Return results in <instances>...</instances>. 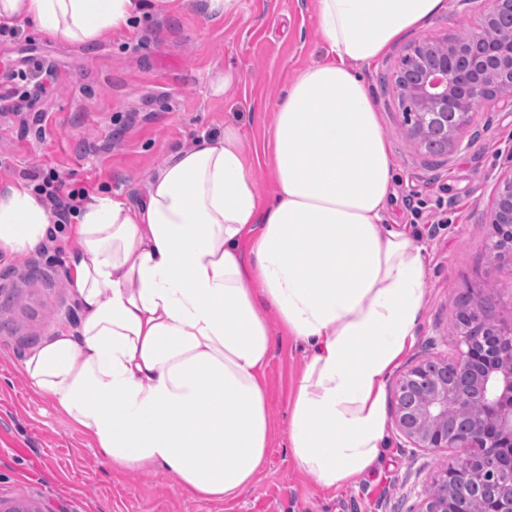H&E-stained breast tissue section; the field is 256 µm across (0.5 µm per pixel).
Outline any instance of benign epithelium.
I'll use <instances>...</instances> for the list:
<instances>
[{"label": "benign epithelium", "mask_w": 512, "mask_h": 512, "mask_svg": "<svg viewBox=\"0 0 512 512\" xmlns=\"http://www.w3.org/2000/svg\"><path fill=\"white\" fill-rule=\"evenodd\" d=\"M495 27L487 41L482 31ZM392 84L408 135L421 145L453 147L486 101L512 106V0H490L480 32L467 39L425 38L408 45ZM489 244L512 279V171L497 180L489 211ZM460 346L410 367L394 387V424L414 448H459L431 477L414 512H512V321L477 299L455 317ZM468 415L449 422L450 411Z\"/></svg>", "instance_id": "obj_1"}]
</instances>
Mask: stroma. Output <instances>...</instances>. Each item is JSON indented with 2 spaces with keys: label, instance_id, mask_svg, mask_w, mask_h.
Returning a JSON list of instances; mask_svg holds the SVG:
<instances>
[{
  "label": "stroma",
  "instance_id": "obj_1",
  "mask_svg": "<svg viewBox=\"0 0 512 512\" xmlns=\"http://www.w3.org/2000/svg\"><path fill=\"white\" fill-rule=\"evenodd\" d=\"M128 28L90 45L50 38L19 23L0 34V93L17 87L14 112L0 111V186L22 180L44 194L52 178L88 195L108 191L139 203L150 177L195 140L238 127L260 188L268 186L266 143L271 108L295 73L319 62L323 44L312 0H235L228 11L210 0H146ZM476 14L457 0L424 32L405 34L371 68L368 92L380 114L397 168L392 215L429 252L427 289L404 372L431 353L455 357L456 312L482 294L512 319V280L492 263L487 214L498 177L512 170V108L490 101L461 144L436 154L412 142L392 85L410 42L477 32ZM47 76L14 83L30 60ZM241 81L214 94L225 69ZM441 210L443 223L428 214ZM72 245L65 238L27 254L0 253V502L22 501L38 512H412L445 459L410 447L395 426L377 467L359 483L322 488L288 455V406L308 355L278 323L262 380L276 424L272 448L256 480L223 502L190 498L160 471L113 472L87 439L35 396L23 373L27 354L55 328L75 326L70 293Z\"/></svg>",
  "mask_w": 512,
  "mask_h": 512
}]
</instances>
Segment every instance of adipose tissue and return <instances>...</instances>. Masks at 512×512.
<instances>
[{"label":"adipose tissue","instance_id":"1","mask_svg":"<svg viewBox=\"0 0 512 512\" xmlns=\"http://www.w3.org/2000/svg\"><path fill=\"white\" fill-rule=\"evenodd\" d=\"M139 0H0L82 44L124 28ZM445 0H314L323 61L273 108L263 199L238 129L177 151L142 203L92 196L69 232L76 328L23 362L33 391L113 470L165 472L192 497L249 487L272 443L262 373L274 316L309 347L287 448L326 488L354 483L385 444L386 380L426 290L422 246L389 222L395 165L363 70ZM52 215L25 182L0 187V252L29 253Z\"/></svg>","mask_w":512,"mask_h":512}]
</instances>
